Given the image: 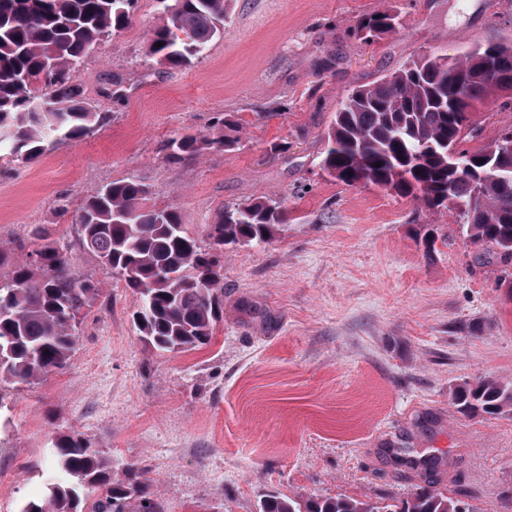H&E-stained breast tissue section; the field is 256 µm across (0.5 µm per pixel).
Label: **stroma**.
<instances>
[{
    "label": "stroma",
    "mask_w": 512,
    "mask_h": 512,
    "mask_svg": "<svg viewBox=\"0 0 512 512\" xmlns=\"http://www.w3.org/2000/svg\"><path fill=\"white\" fill-rule=\"evenodd\" d=\"M399 4V31L369 46L354 26L387 0H231L223 39L173 69L146 58L164 18L138 0L80 74L109 122L31 163L0 158V247L29 261L45 227L100 290L67 369L0 383V512L37 494L60 433L137 463L167 512H257L271 492L404 498L413 482L391 446L439 458L442 492L512 512V418L465 417L450 397L482 376L512 381V282L461 238L455 211L318 165L347 90L426 50L512 40V0ZM229 112L235 150L166 160L169 139L212 134ZM128 178L200 239L257 196L288 209L268 242L225 249L224 316L203 349L145 344L132 291L79 242L76 211Z\"/></svg>",
    "instance_id": "stroma-1"
}]
</instances>
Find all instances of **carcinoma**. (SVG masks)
<instances>
[{"label":"carcinoma","mask_w":512,"mask_h":512,"mask_svg":"<svg viewBox=\"0 0 512 512\" xmlns=\"http://www.w3.org/2000/svg\"><path fill=\"white\" fill-rule=\"evenodd\" d=\"M167 23L147 33L145 55L160 65L188 67L224 38L227 0H156ZM135 0H0V157L33 161L76 140L109 116L87 107L77 77L97 42L126 28ZM402 26L396 5L358 21L354 33L374 43ZM162 46L155 47L156 43ZM51 107L41 109L40 87ZM509 97L512 42L477 44L461 56L433 50L403 62L371 85L349 90L325 134L320 166L333 179L412 198L420 207L457 210L461 237L512 267V154L485 145L475 115ZM228 134L170 139L167 159L189 162L210 150L235 149ZM483 163H478V160ZM135 179L95 190L76 212L80 243L125 281L138 300L134 320L145 343L162 352L200 349L224 313V247L267 240L288 223L284 203L261 196L224 208L203 242L180 212L149 203ZM31 263H11L0 249V380L34 384L63 371L79 341L80 317L100 293L71 267L68 250L37 236ZM457 412L471 418L512 415V382L480 377L452 392ZM50 473L41 493L20 512H166L136 464L116 468L111 457L74 434L52 439ZM421 483L404 499L362 500L269 493L258 512H484L437 488L438 460L397 455ZM98 492L86 508L87 491Z\"/></svg>","instance_id":"1"}]
</instances>
